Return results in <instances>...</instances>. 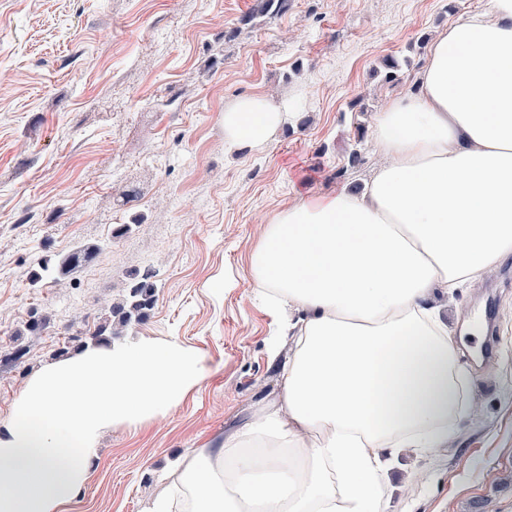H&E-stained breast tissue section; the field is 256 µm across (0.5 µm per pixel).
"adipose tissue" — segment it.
Returning <instances> with one entry per match:
<instances>
[{
  "instance_id": "adipose-tissue-1",
  "label": "adipose tissue",
  "mask_w": 512,
  "mask_h": 512,
  "mask_svg": "<svg viewBox=\"0 0 512 512\" xmlns=\"http://www.w3.org/2000/svg\"><path fill=\"white\" fill-rule=\"evenodd\" d=\"M262 95L224 110V148L291 120ZM361 192L302 199L263 226L253 291L279 313L275 399L181 457L152 512H380L383 454L448 435L469 373L434 292L512 258V0L431 43L419 88L372 118ZM204 356L171 338L86 347L33 378L0 428V512H67L101 433L177 408Z\"/></svg>"
}]
</instances>
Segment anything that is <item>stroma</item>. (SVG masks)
Returning <instances> with one entry per match:
<instances>
[{
    "instance_id": "35a3bbf8",
    "label": "stroma",
    "mask_w": 512,
    "mask_h": 512,
    "mask_svg": "<svg viewBox=\"0 0 512 512\" xmlns=\"http://www.w3.org/2000/svg\"><path fill=\"white\" fill-rule=\"evenodd\" d=\"M255 6L0 0V424L29 380L91 343L135 272L152 273L155 300L121 342L171 336L205 357L203 384L175 410L101 434L68 512H148L177 458L273 398L280 324L248 264L263 224L308 193L366 187L380 162L373 114L414 91L431 41L486 0ZM389 56L402 63L394 86L374 73ZM254 94L295 118L267 145L226 152L224 109ZM77 248L88 262L32 284L42 260ZM476 309L485 331L464 333ZM34 317L45 323L32 335ZM448 329L471 375L468 412L434 454L390 460L388 512H512V261L449 296Z\"/></svg>"
}]
</instances>
